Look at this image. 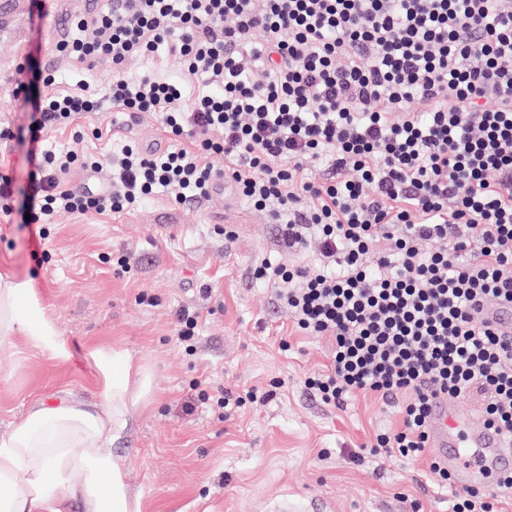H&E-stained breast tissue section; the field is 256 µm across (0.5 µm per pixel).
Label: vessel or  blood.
<instances>
[{
  "label": "vessel or blood",
  "instance_id": "b4317fda",
  "mask_svg": "<svg viewBox=\"0 0 512 512\" xmlns=\"http://www.w3.org/2000/svg\"><path fill=\"white\" fill-rule=\"evenodd\" d=\"M476 317L504 340H512V302L479 305ZM429 443L455 474L457 487H477L485 471H512V444L488 427L481 417L462 413L459 400L439 393L429 409Z\"/></svg>",
  "mask_w": 512,
  "mask_h": 512
}]
</instances>
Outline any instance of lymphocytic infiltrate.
Instances as JSON below:
<instances>
[{"label":"lymphocytic infiltrate","mask_w":512,"mask_h":512,"mask_svg":"<svg viewBox=\"0 0 512 512\" xmlns=\"http://www.w3.org/2000/svg\"><path fill=\"white\" fill-rule=\"evenodd\" d=\"M74 29L59 51L114 76L105 92L44 100L16 81L33 123L31 223L130 212L159 187L200 201L227 179L288 248L318 246L301 264L252 267L296 332L334 339L307 389L334 408L404 396L399 429L372 452L420 459L437 391L479 396L482 419L512 437V343L473 313L512 298V0H111ZM160 51L180 56L182 80L122 75ZM202 74L219 91L187 97ZM99 112L154 113L177 144H123L108 190L67 189L77 157L44 148L42 131ZM429 469L452 512H502L512 490V475L459 490Z\"/></svg>","instance_id":"1"}]
</instances>
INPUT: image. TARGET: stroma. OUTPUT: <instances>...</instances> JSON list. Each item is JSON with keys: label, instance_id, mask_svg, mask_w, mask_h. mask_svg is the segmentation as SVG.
I'll use <instances>...</instances> for the list:
<instances>
[{"label": "stroma", "instance_id": "1", "mask_svg": "<svg viewBox=\"0 0 512 512\" xmlns=\"http://www.w3.org/2000/svg\"><path fill=\"white\" fill-rule=\"evenodd\" d=\"M69 32L45 28L34 9L0 23V173L8 174L14 203L28 188L29 109L17 99L16 44L26 36L25 76L38 95L55 96L90 83L106 89L112 67L85 69L57 55ZM57 55L56 65L47 58ZM52 149L96 158V175L75 167L72 189L108 183L113 147L131 140L143 148L171 141L157 115H83L44 133ZM231 226L234 239L221 227ZM32 242L20 213L0 216V271L33 279L36 291L71 356L61 362L13 337L0 366V434L11 430L37 397L74 395L96 400V375L87 359L94 345L125 349L154 377L150 403L135 410L112 444L130 493L142 512H271L284 497L313 496L335 512H450V495L426 459L370 453L375 433L395 431L396 404L357 395L344 408L324 405L303 386L329 364L333 341L296 336L270 288L252 278L256 260L292 261L278 228L238 196L179 202L159 189L129 213L62 214ZM199 315L195 335L181 341L176 314ZM257 390L224 410V390Z\"/></svg>", "mask_w": 512, "mask_h": 512}]
</instances>
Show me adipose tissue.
Returning a JSON list of instances; mask_svg holds the SVG:
<instances>
[{
  "mask_svg": "<svg viewBox=\"0 0 512 512\" xmlns=\"http://www.w3.org/2000/svg\"><path fill=\"white\" fill-rule=\"evenodd\" d=\"M58 360L70 356L46 316L32 280L0 272V361L14 336ZM97 372V400L32 402L21 421L0 435V512H141L111 450L130 413L149 403L153 378L119 347L89 353Z\"/></svg>",
  "mask_w": 512,
  "mask_h": 512,
  "instance_id": "ef3b65f1",
  "label": "adipose tissue"
}]
</instances>
